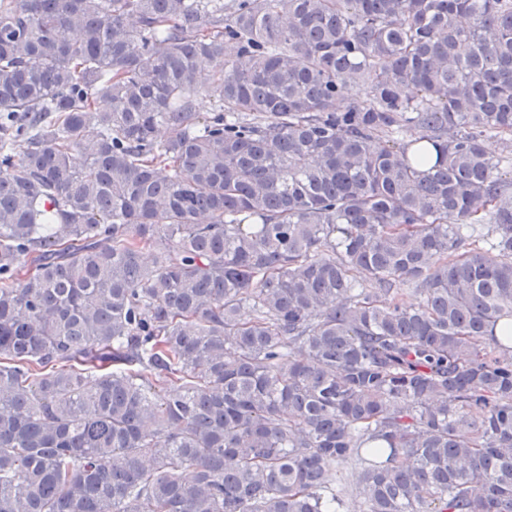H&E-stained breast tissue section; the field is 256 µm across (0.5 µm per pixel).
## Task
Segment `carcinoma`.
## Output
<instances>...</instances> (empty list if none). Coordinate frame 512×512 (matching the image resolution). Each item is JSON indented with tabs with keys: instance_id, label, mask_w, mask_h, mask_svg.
Instances as JSON below:
<instances>
[{
	"instance_id": "carcinoma-1",
	"label": "carcinoma",
	"mask_w": 512,
	"mask_h": 512,
	"mask_svg": "<svg viewBox=\"0 0 512 512\" xmlns=\"http://www.w3.org/2000/svg\"><path fill=\"white\" fill-rule=\"evenodd\" d=\"M347 485L512 512V0H0V512Z\"/></svg>"
}]
</instances>
